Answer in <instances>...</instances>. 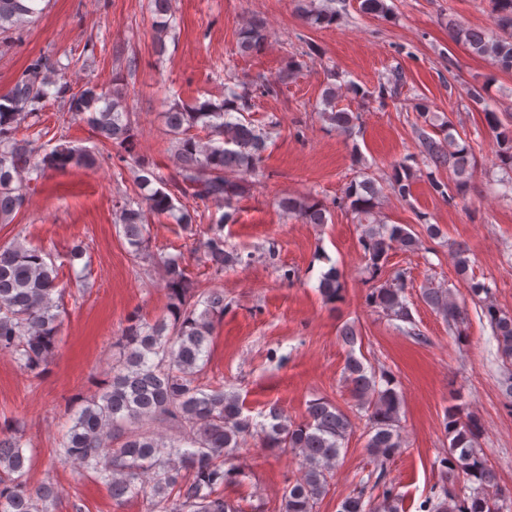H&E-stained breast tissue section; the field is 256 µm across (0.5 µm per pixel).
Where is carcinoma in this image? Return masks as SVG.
<instances>
[{"mask_svg":"<svg viewBox=\"0 0 512 512\" xmlns=\"http://www.w3.org/2000/svg\"><path fill=\"white\" fill-rule=\"evenodd\" d=\"M296 10L310 25L336 24L332 3L295 0ZM496 30L462 27L448 21L452 40L466 45L473 53L486 56L504 70H512V0H491ZM155 24L161 32L172 28L171 0H152ZM364 15L390 13L386 0H360ZM37 14L33 4L22 0H0V25L16 23ZM267 41L266 27L250 21L240 33L238 52L251 55L261 51ZM405 85L403 72L395 69L379 84L378 94L398 95ZM271 95L275 86L239 81L224 89V99L216 104L198 102L177 104L164 113L165 124L173 136L176 171L165 178L149 167L137 176L139 192L119 206V224L131 248L130 255L142 258L148 247L147 224L150 217L176 215V221L191 229L201 222L199 208L189 209L174 202L176 194L190 196L197 203L217 202L225 206L244 192L249 179L260 172L267 150L269 132L242 120L256 94ZM336 86L326 87L322 95L321 116L343 134H352L359 115L336 109ZM68 106L73 119L86 122L101 139L132 148L135 128L121 93L108 97L97 84L87 81L72 92L70 84L59 81L57 70L45 69L37 61L7 93L0 95V223L11 220L26 198L24 175L42 178L49 171L70 166L90 167L96 155L79 149L57 146L42 151L36 138H19L18 131L29 118L42 111L49 98ZM471 105L484 112L499 175H491L494 185L503 187L501 196L512 199V118L500 117L488 101L483 88L470 90ZM412 109L423 119L415 128L419 153L429 167L425 176L435 193L452 200L451 192L461 193L470 183L477 166L473 147L463 138L451 119L442 120L429 112L425 99L416 98ZM201 127L213 139L202 143L189 134ZM448 172L443 180L441 172ZM415 171L407 161L395 165L392 177L382 181L362 171L350 181L339 205L359 225L360 246L371 279L380 277L395 249L415 251L422 241L405 225L389 224L380 205L386 194L403 200L412 194ZM280 209L306 224L328 222V207L310 197L280 199ZM234 221L225 212L199 245L203 263L221 275L241 261L239 254L224 244L223 225ZM469 249L459 244L454 250V266L466 281L470 300L482 308L501 359L512 364V314L491 301V289L469 276ZM165 286L172 304L170 316L154 323L137 320L124 329L116 342L117 357L112 377L95 394L70 411L72 425L62 435L58 458L72 461L95 473L115 500L137 494L151 485L148 512H238L224 499V483L242 473L240 449L246 437H256L263 447L298 457L301 476L282 495L281 512H315L334 476L340 450L354 432L355 424L335 403L317 398L309 402L304 420L294 422L273 408L267 422H254L243 415L239 398L224 389H210L199 382L206 364L216 324L224 317V292L213 290L196 299L182 259L169 255L162 259ZM58 271L50 255L41 248L20 242L0 245V351L10 352L32 378L40 379L43 366L52 355L60 334L57 310L63 290L58 288ZM407 277L397 272L370 290L369 306L386 316L411 324L406 330L418 335L406 303ZM318 292L324 302L334 304L343 297L344 286L336 266L322 272ZM422 300L439 314L448 329L460 332L468 318L466 305L452 289H421ZM351 348L344 380L368 422L366 448L380 461L399 454L404 446L400 434L402 399L393 377L386 371L366 367L352 348L359 339L351 324L339 332ZM158 423L171 433L145 429ZM448 436V453L441 459V483L431 488L424 507L427 512H499V502L512 498L502 488L481 448L482 425L460 406L448 409L443 420ZM27 458L20 430L0 425V512H51L59 491L43 483L30 488L26 476ZM466 479L475 484L470 493H459L456 483ZM361 482L356 494L345 498L340 512H400L401 495L392 484ZM382 488L379 496L374 490Z\"/></svg>","mask_w":512,"mask_h":512,"instance_id":"obj_1","label":"carcinoma"}]
</instances>
